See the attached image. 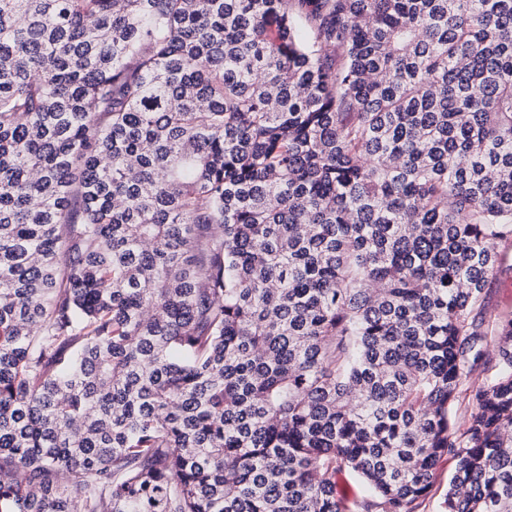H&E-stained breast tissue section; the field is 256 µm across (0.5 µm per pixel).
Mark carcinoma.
<instances>
[{
    "label": "carcinoma",
    "instance_id": "cac0c4a2",
    "mask_svg": "<svg viewBox=\"0 0 512 512\" xmlns=\"http://www.w3.org/2000/svg\"><path fill=\"white\" fill-rule=\"evenodd\" d=\"M507 240L512 0H0V512H512ZM486 298L488 308L493 313H512V270L492 280ZM456 460L452 455L443 457L434 474L433 486L428 496L419 503L416 512H443L442 502L448 490V482L454 472ZM336 491L351 500L363 501L369 498L365 485L348 472L336 474Z\"/></svg>",
    "mask_w": 512,
    "mask_h": 512
}]
</instances>
